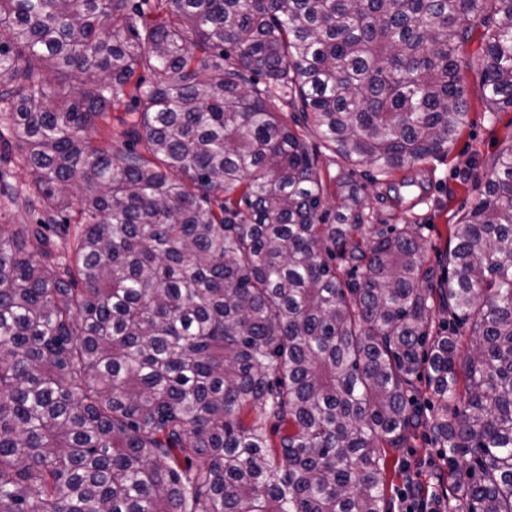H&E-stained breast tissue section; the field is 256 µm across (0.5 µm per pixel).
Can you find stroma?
Instances as JSON below:
<instances>
[{"label": "stroma", "instance_id": "35a3bbf8", "mask_svg": "<svg viewBox=\"0 0 512 512\" xmlns=\"http://www.w3.org/2000/svg\"><path fill=\"white\" fill-rule=\"evenodd\" d=\"M481 52V40L475 35L460 56L470 122L448 156L414 163L389 178L378 175L369 165L344 161L324 143L312 121L283 103H276L275 108L309 147L318 151L323 174L344 172L360 186L371 230L387 224H432L442 232L474 206L487 186L494 157L512 139V111L492 120L483 103L477 68ZM398 459L401 473L387 486L390 512H398V496L406 484H414L425 497L437 491L435 476L443 463L440 449L420 437L411 439Z\"/></svg>", "mask_w": 512, "mask_h": 512}]
</instances>
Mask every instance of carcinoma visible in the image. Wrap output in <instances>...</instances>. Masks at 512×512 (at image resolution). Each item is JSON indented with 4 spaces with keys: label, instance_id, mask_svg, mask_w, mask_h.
Segmentation results:
<instances>
[{
    "label": "carcinoma",
    "instance_id": "obj_1",
    "mask_svg": "<svg viewBox=\"0 0 512 512\" xmlns=\"http://www.w3.org/2000/svg\"><path fill=\"white\" fill-rule=\"evenodd\" d=\"M478 19L494 117L512 0H0V195L35 219L0 226V512H388L419 434L445 512H512V143L434 267L272 108L383 176L446 155Z\"/></svg>",
    "mask_w": 512,
    "mask_h": 512
}]
</instances>
